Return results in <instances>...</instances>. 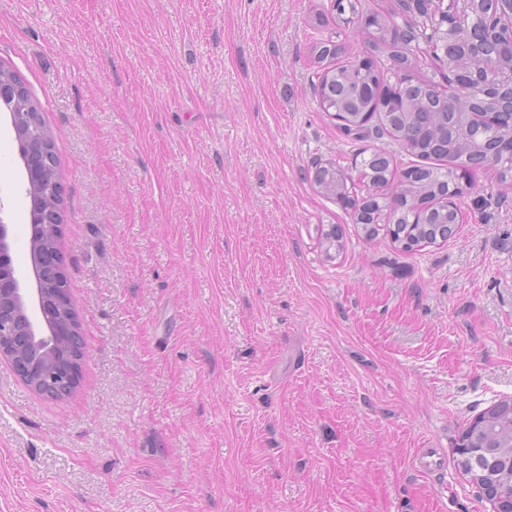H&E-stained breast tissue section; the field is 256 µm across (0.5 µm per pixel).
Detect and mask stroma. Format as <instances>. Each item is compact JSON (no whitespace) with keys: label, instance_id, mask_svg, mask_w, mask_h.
Listing matches in <instances>:
<instances>
[{"label":"stroma","instance_id":"35a3bbf8","mask_svg":"<svg viewBox=\"0 0 512 512\" xmlns=\"http://www.w3.org/2000/svg\"><path fill=\"white\" fill-rule=\"evenodd\" d=\"M331 5L0 0V63L54 137L85 339L61 399L0 361V512H492L456 440L512 398V180L476 169L448 242L365 240L316 169L412 158L322 111L316 43L388 60L318 25ZM23 176L0 131L25 264Z\"/></svg>","mask_w":512,"mask_h":512}]
</instances>
